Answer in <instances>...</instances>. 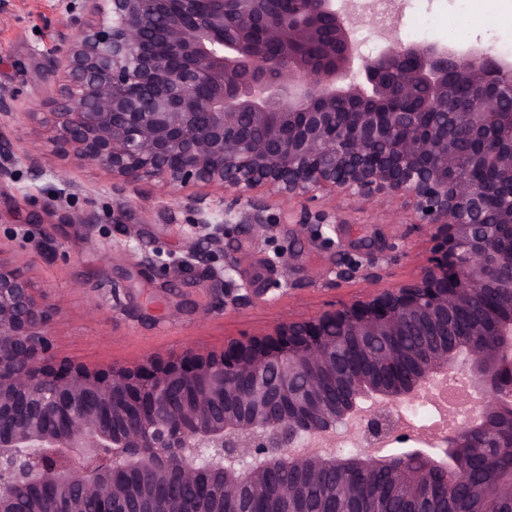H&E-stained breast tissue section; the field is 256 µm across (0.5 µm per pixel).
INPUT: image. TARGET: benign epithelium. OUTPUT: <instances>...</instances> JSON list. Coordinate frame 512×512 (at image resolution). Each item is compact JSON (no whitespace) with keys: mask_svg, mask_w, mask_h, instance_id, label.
<instances>
[{"mask_svg":"<svg viewBox=\"0 0 512 512\" xmlns=\"http://www.w3.org/2000/svg\"><path fill=\"white\" fill-rule=\"evenodd\" d=\"M60 0L76 29L44 59L53 88L40 141L74 165L112 176L126 198L150 184L184 202L192 236L174 263L207 265L228 224H264L259 193L286 201L342 194L361 210L401 200L431 244L418 278L303 320L231 339L220 353L191 347L164 363L109 372L59 364L54 327L60 305L36 286L31 263L0 255V512H138L172 480L201 481L221 460L212 497L235 501L262 489L280 468L355 501V477L383 469L393 501L452 498L478 470L479 512L512 506V59L472 47L405 43L386 37L360 51L344 0ZM347 108V119L336 108ZM25 113L0 94V185L23 162L47 174L39 151L14 154ZM64 207L80 188L54 172ZM219 189V199L209 190ZM61 246L52 226L34 252ZM137 264L166 274L171 263L143 250ZM235 266L209 267L224 285L219 312L248 304L253 290ZM333 282L380 280L373 264L336 266ZM479 306L466 329L455 312ZM423 340L404 347L400 337ZM336 377V397L323 389ZM452 376L462 410L441 447L416 448L401 414ZM351 441L342 454L321 446Z\"/></svg>","mask_w":512,"mask_h":512,"instance_id":"7a95c632","label":"benign epithelium"}]
</instances>
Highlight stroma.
I'll use <instances>...</instances> for the list:
<instances>
[{"instance_id":"stroma-1","label":"stroma","mask_w":512,"mask_h":512,"mask_svg":"<svg viewBox=\"0 0 512 512\" xmlns=\"http://www.w3.org/2000/svg\"><path fill=\"white\" fill-rule=\"evenodd\" d=\"M457 0H402L398 37L414 43L455 42L485 48L512 44V23L485 30L477 16L455 27L429 18L432 6L454 9ZM58 0H10L0 13V91L12 92L19 111L38 112L47 95L41 63L72 38L57 9ZM49 174L34 178L20 167L14 182L0 187V254L18 257L15 231L37 232L53 223L62 249L39 260L33 270L38 287L62 306L54 348L58 362L93 370L135 368L152 358L159 362L180 356L186 348L201 353L221 352L230 339L260 333L286 318H308L331 303L364 299V282L353 279L325 286L323 274L338 264H353L367 253L385 250L390 243L405 246L401 259L386 269L384 286L417 276L429 256L430 244L413 217L398 204L373 203L358 212L344 198L329 201L285 202L268 198L269 215L301 211L334 213L338 221L332 245H325L309 224H277L270 231L254 226L230 227L224 253L216 264L233 260L236 282L257 289L289 277L287 294L259 297L239 310L210 313L219 288L199 286V277L171 270L157 275L135 266L125 253L127 237L140 239L148 249L181 256L191 222L183 203L149 186L131 190L134 205L123 223H113L118 204L108 191L110 178L96 166L70 167L55 155L42 158ZM67 171L85 196L66 211L51 205V172ZM289 246L287 266L271 265L282 246Z\"/></svg>"}]
</instances>
